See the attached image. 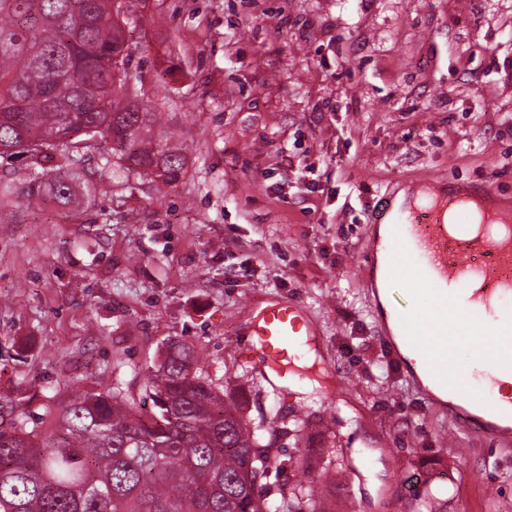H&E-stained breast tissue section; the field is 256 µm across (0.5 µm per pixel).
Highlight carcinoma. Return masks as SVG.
Listing matches in <instances>:
<instances>
[{
  "instance_id": "carcinoma-1",
  "label": "carcinoma",
  "mask_w": 512,
  "mask_h": 512,
  "mask_svg": "<svg viewBox=\"0 0 512 512\" xmlns=\"http://www.w3.org/2000/svg\"><path fill=\"white\" fill-rule=\"evenodd\" d=\"M127 0H0V168L40 172L22 193L0 178V208L73 207L97 185L90 165L171 186L182 149L155 142L156 112L137 104ZM147 418L113 394L70 398L51 418L25 410L0 427V512H323L315 484L264 491L271 443L224 399L194 348L171 342L150 377ZM431 492L414 512H443Z\"/></svg>"
}]
</instances>
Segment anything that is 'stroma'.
<instances>
[{
  "label": "stroma",
  "mask_w": 512,
  "mask_h": 512,
  "mask_svg": "<svg viewBox=\"0 0 512 512\" xmlns=\"http://www.w3.org/2000/svg\"><path fill=\"white\" fill-rule=\"evenodd\" d=\"M130 76L187 175L110 181L80 203L0 211V422L47 396L117 393L152 414L151 371L181 341L277 461L303 441L355 467L320 479L328 512H512V443L457 423L384 334L363 254L372 216L422 179L512 200V0H130ZM428 315L430 283L393 282ZM295 307L316 353L281 388L254 314Z\"/></svg>",
  "instance_id": "1"
}]
</instances>
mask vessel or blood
I'll return each mask as SVG.
<instances>
[{"mask_svg":"<svg viewBox=\"0 0 512 512\" xmlns=\"http://www.w3.org/2000/svg\"><path fill=\"white\" fill-rule=\"evenodd\" d=\"M426 199V204L410 217L379 216V223L389 226V239L382 247L384 281L392 283L408 269L434 283L436 307L431 319L418 322L402 309L396 313L398 330L402 338L421 350L437 388L464 392L460 380L448 377V344L456 334L448 322L452 300L448 286H475V298L486 304L512 296V235L499 234L502 218H477L460 201L431 190ZM480 220L492 227V234L478 233L476 223ZM303 327L293 309L277 307L262 318L256 334L276 357L282 358L288 346L301 336ZM465 394L473 414L461 416V423H476L487 417L512 423V412H505L495 399L473 392Z\"/></svg>","mask_w":512,"mask_h":512,"instance_id":"b4317fda","label":"vessel or blood"}]
</instances>
